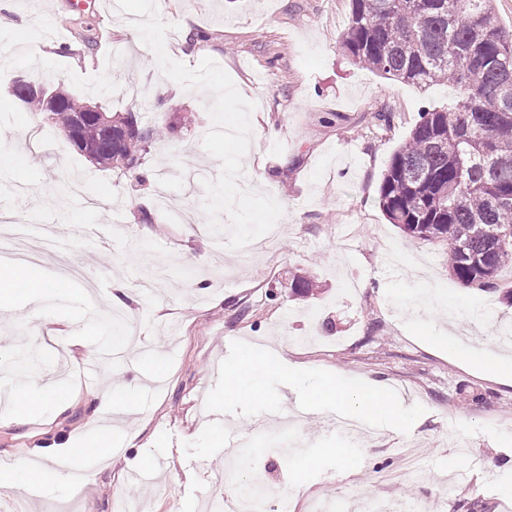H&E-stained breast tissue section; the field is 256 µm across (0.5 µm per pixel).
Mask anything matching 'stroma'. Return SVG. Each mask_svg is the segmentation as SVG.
<instances>
[{
	"instance_id": "1",
	"label": "stroma",
	"mask_w": 512,
	"mask_h": 512,
	"mask_svg": "<svg viewBox=\"0 0 512 512\" xmlns=\"http://www.w3.org/2000/svg\"><path fill=\"white\" fill-rule=\"evenodd\" d=\"M109 2L13 0L0 21V71L49 88L65 83L84 101L136 113L163 130L139 167L103 168L0 82V222L31 226L33 246L41 245L42 228L61 229V250L83 269L50 300L52 322L0 314V390L31 382L56 392L22 423L0 410V460L24 449L48 474L0 490V512H121L129 498L145 512H193L226 485L246 483L269 488L268 512H282L287 499L292 512H304L313 497L361 510L379 498L415 502L420 512L446 503L451 512H512V382L422 337H474L496 349L501 324H512L505 299L512 274L500 272L493 291L464 286L448 271L443 243L409 238L377 200L390 159L422 110L457 92L445 84L421 90L356 65L340 42L350 0H165L159 14L173 25L167 55L191 67L214 59L255 102L253 122L275 131L251 142L243 182L285 213L277 237L243 256L205 229L202 182L221 170L202 146L212 126L210 95L163 76L130 15ZM130 84L138 96H118ZM379 112L392 113L391 126L376 120ZM163 172L192 220L161 231L142 214L155 212ZM100 224L108 227L104 243L83 232ZM298 276L314 280L312 294L292 293ZM121 286L130 291L124 314L139 327L137 345L86 377L87 353L101 350L102 321L114 311L108 296ZM244 343L284 349L289 363L315 374L384 383L408 406L407 427L363 421L382 433L372 442L336 433L330 423L338 408H307V376L282 387V401L271 406H222L230 425L216 431L207 415L224 377L213 368L235 361ZM21 344L42 363L27 380L9 368ZM157 362L163 374L156 380ZM101 390L135 395V446L125 439L123 405L96 418L85 406L86 392ZM288 407L307 408L309 418L285 433L275 421ZM104 426L114 454L71 455ZM235 435L254 449L253 467L227 465L226 440ZM460 437L470 442L474 467L446 498L439 473ZM331 447L346 449V458L328 456ZM401 448L416 450L420 477L381 484L385 473L400 472ZM157 455L167 458V470L129 485L127 472ZM312 455L318 465L303 469ZM76 466L98 474L78 493L54 477Z\"/></svg>"
}]
</instances>
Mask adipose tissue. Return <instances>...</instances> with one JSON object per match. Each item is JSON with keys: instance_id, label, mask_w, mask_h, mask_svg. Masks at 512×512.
<instances>
[{"instance_id": "obj_1", "label": "adipose tissue", "mask_w": 512, "mask_h": 512, "mask_svg": "<svg viewBox=\"0 0 512 512\" xmlns=\"http://www.w3.org/2000/svg\"><path fill=\"white\" fill-rule=\"evenodd\" d=\"M61 281H50L42 270L32 264H19L9 274L0 275V310L27 309L38 314L37 304L46 297L49 288H61ZM302 373L300 367L291 365L277 351L249 347L239 359L224 367L222 401L233 403L247 399L261 404L269 403L274 391L258 384L261 376H275L285 382L295 381ZM310 405H333L355 408L364 418L378 417L397 424H405V414L396 399L385 388L375 383L351 385L342 379H322L308 396Z\"/></svg>"}]
</instances>
